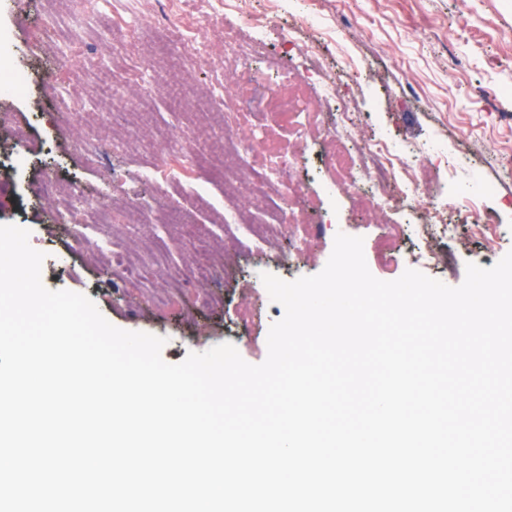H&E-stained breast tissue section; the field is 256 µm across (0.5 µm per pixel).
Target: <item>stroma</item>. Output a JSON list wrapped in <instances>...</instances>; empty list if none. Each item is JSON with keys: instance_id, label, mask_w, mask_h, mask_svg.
Listing matches in <instances>:
<instances>
[{"instance_id": "35a3bbf8", "label": "stroma", "mask_w": 512, "mask_h": 512, "mask_svg": "<svg viewBox=\"0 0 512 512\" xmlns=\"http://www.w3.org/2000/svg\"><path fill=\"white\" fill-rule=\"evenodd\" d=\"M51 0H9L0 8V63L28 70L32 92L27 97L0 94V112L11 113L29 132L21 148L27 162L12 168L9 155L0 156V224H23L31 246L44 253L42 282L51 290L88 295L114 326L165 338L161 355L177 363L188 353L204 352L230 342L248 363L267 356L272 323L284 315L263 282L252 279L257 266L291 281L319 273L332 252L336 233L364 239L367 266L378 279L391 281L407 269L406 253L418 241L397 242L394 262L377 260L383 223L397 215L364 217L348 202L331 201L329 183L336 175L333 146L318 129L308 130L300 159L309 191L299 208L324 230L307 250L297 247L296 230L279 237L267 251H250L222 223L225 208L243 207L244 198L225 199L224 180L209 183L186 174L173 192H165L155 173L162 158L173 155L189 122L177 106L186 94H209L212 86L232 80L248 66L266 71L280 66L304 68L317 63L335 70L350 61L367 71L366 80L351 84L349 93L365 120V133L385 131L391 145L411 144L429 152L440 148L447 166L436 179L447 196L483 180L494 188L482 197V214L494 222V242L472 236L459 224L454 239H437L438 254L455 251L454 266L439 265L429 277L455 287L465 278L467 263L488 268L512 251V0H241L254 13V26L239 24L237 10L213 11L209 0H183V13L168 12L166 0H99L85 24L103 21L102 35L73 45L72 78L85 81V97L77 105L62 106L42 89V76L54 72V57L32 47L31 33L50 15ZM316 9L313 25L298 32L301 42H313L318 56L284 53L265 20L296 22ZM201 19L210 42V64L185 72L160 53L163 38H176L185 19ZM235 26L241 51L225 58L224 29ZM106 81L117 93L99 99L96 84ZM125 112L132 145L109 150L117 131L109 114ZM106 143L90 158L74 145L76 139ZM52 177L64 187L106 200L113 210L134 205L152 215L167 203L192 215L196 237L179 224H115L109 239L115 251L136 255L142 275L127 281L98 262V233H90L83 249L69 252L67 234L56 222L51 202L35 195L37 183ZM205 240L221 258L216 275L206 282L192 279L189 269L198 240ZM180 276L182 286L172 292L168 280Z\"/></svg>"}]
</instances>
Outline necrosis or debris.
Wrapping results in <instances>:
<instances>
[{
  "label": "necrosis or debris",
  "mask_w": 512,
  "mask_h": 512,
  "mask_svg": "<svg viewBox=\"0 0 512 512\" xmlns=\"http://www.w3.org/2000/svg\"><path fill=\"white\" fill-rule=\"evenodd\" d=\"M362 77V71L347 68L336 73L324 68L280 70L272 76L251 72L247 78L253 93L243 111L236 113L223 112L224 89L213 88L212 109L223 112L224 129L229 134L224 150L239 159L234 170L225 172L224 185L245 187L251 198L269 212L262 223H243L236 212L228 218L229 223L243 224L245 241L252 249L264 250L286 230L288 222L296 221L295 206L308 188L307 180L296 175L302 141L293 139L282 148L266 145V136L314 108L336 114L335 123L325 129L324 136L335 148L336 186L347 195L353 208L411 215V222L391 225L386 239L395 242L410 233L420 237L424 246L411 253L412 263H440L430 241L455 235L456 226L449 220V212L473 206L477 196L488 193V185L482 182L476 190H463L453 202L442 203L430 165L414 162V147L404 145L394 153L388 148L386 136L377 133L365 137L361 122L355 119L357 109L344 93L348 82ZM307 84L318 85L317 100L300 96L301 87ZM57 213L63 218L80 215V223L69 227L70 244L75 248L81 247L87 230L113 220L108 204L77 191L58 206Z\"/></svg>",
  "instance_id": "4bbe7bcc"
}]
</instances>
